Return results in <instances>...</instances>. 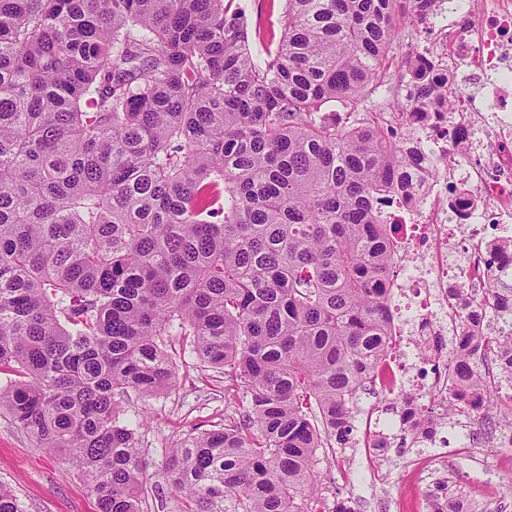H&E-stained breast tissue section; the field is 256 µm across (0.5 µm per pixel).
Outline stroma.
Returning <instances> with one entry per match:
<instances>
[{
    "instance_id": "obj_1",
    "label": "stroma",
    "mask_w": 512,
    "mask_h": 512,
    "mask_svg": "<svg viewBox=\"0 0 512 512\" xmlns=\"http://www.w3.org/2000/svg\"><path fill=\"white\" fill-rule=\"evenodd\" d=\"M423 25L399 26L389 49L388 82L399 97L410 93L406 62L414 56L424 36ZM168 351L176 369V386L159 396L141 400L130 395L128 413L145 412L147 425L139 431V446L148 463V488L166 487L163 465L170 448L191 428L224 426V376L218 370L183 355L179 339H171ZM362 408L354 420L349 443L334 445L335 462L320 461L327 502L343 501L351 512H396V497L406 488L430 489L447 500L453 512H464L473 492L492 501L490 512H500L512 501V446L488 431L474 432L467 415L442 424L439 435L448 440L447 460H440L439 446L417 442L400 425L403 404L386 400L373 389L360 397ZM371 426L385 441L384 447L367 449L362 444L364 426ZM472 436L468 451L457 446ZM0 483L19 497L26 512H95V501L76 466L49 454L0 411Z\"/></svg>"
}]
</instances>
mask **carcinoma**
Returning a JSON list of instances; mask_svg holds the SVG:
<instances>
[{"label":"carcinoma","mask_w":512,"mask_h":512,"mask_svg":"<svg viewBox=\"0 0 512 512\" xmlns=\"http://www.w3.org/2000/svg\"><path fill=\"white\" fill-rule=\"evenodd\" d=\"M285 2L260 63L235 0H0V410L76 464L96 512H144L122 402L175 384L167 337L245 399L170 450V512H319L317 453L348 443L390 349L377 205L415 150L365 98L396 7L437 0ZM411 75L405 120L450 103L433 64ZM487 292L512 316V280ZM487 342L512 376V335ZM481 343L454 345L450 415L493 401ZM442 420L403 418L421 440ZM0 512H25L1 484Z\"/></svg>","instance_id":"1"}]
</instances>
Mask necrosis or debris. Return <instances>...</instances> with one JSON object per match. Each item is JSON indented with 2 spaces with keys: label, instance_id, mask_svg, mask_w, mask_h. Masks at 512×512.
<instances>
[{
  "label": "necrosis or debris",
  "instance_id": "1",
  "mask_svg": "<svg viewBox=\"0 0 512 512\" xmlns=\"http://www.w3.org/2000/svg\"><path fill=\"white\" fill-rule=\"evenodd\" d=\"M459 4L443 0L435 38L419 47L454 82V106L405 129L421 157L412 196H391L379 211L381 223L397 227L386 332L393 343L460 335L459 286L482 292L507 269L498 247L512 241V0H470L462 21ZM461 124L470 131L462 144L453 138ZM452 224L463 237L449 233ZM410 384L446 413L447 368L416 373L406 355L391 354L372 380L387 399Z\"/></svg>",
  "mask_w": 512,
  "mask_h": 512
}]
</instances>
